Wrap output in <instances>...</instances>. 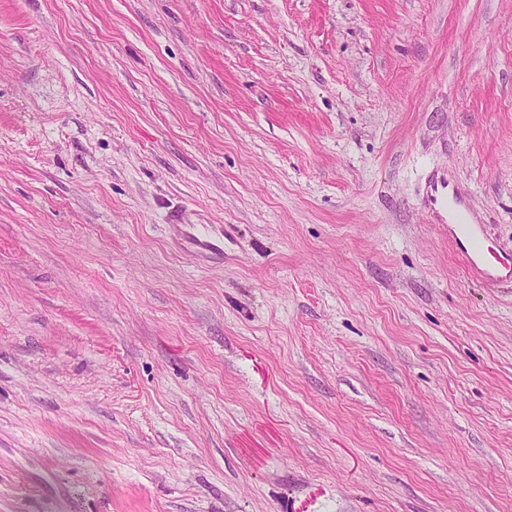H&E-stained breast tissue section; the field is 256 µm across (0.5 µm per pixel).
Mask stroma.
Returning a JSON list of instances; mask_svg holds the SVG:
<instances>
[{"label": "stroma", "mask_w": 512, "mask_h": 512, "mask_svg": "<svg viewBox=\"0 0 512 512\" xmlns=\"http://www.w3.org/2000/svg\"><path fill=\"white\" fill-rule=\"evenodd\" d=\"M442 175L511 255L512 0H0V512H512Z\"/></svg>", "instance_id": "obj_1"}]
</instances>
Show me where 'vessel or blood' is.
Listing matches in <instances>:
<instances>
[{
	"instance_id": "b4317fda",
	"label": "vessel or blood",
	"mask_w": 512,
	"mask_h": 512,
	"mask_svg": "<svg viewBox=\"0 0 512 512\" xmlns=\"http://www.w3.org/2000/svg\"><path fill=\"white\" fill-rule=\"evenodd\" d=\"M428 207L448 232V241L462 255L470 273L495 288L512 282V260L489 259L481 232L475 227L465 198L451 188L449 181L437 179L427 192Z\"/></svg>"
}]
</instances>
